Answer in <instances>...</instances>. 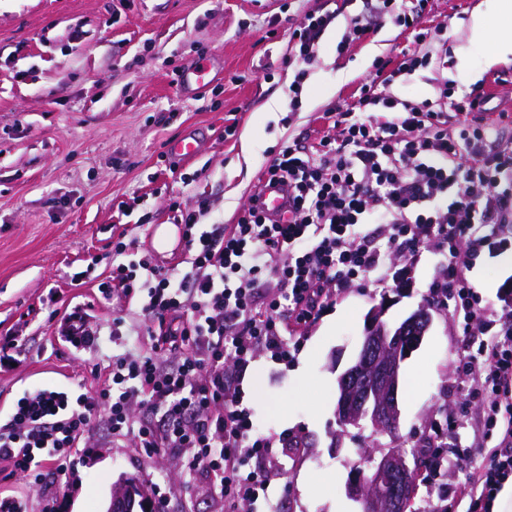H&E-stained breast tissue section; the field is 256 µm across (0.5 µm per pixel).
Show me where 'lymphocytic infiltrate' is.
<instances>
[{"mask_svg":"<svg viewBox=\"0 0 512 512\" xmlns=\"http://www.w3.org/2000/svg\"><path fill=\"white\" fill-rule=\"evenodd\" d=\"M426 3L376 0L354 18L341 47L372 33L391 12L412 29L417 45H426ZM333 18L321 6L300 19L292 33L297 63L310 62ZM425 63L414 55L375 60L357 103L328 111L333 133L308 150L285 146L271 161L267 179L288 187L287 223L268 214L255 195L237 223L197 236L195 211L183 213L188 255L180 271L148 259L135 266L113 261L98 290L106 299H141L150 347L113 356L101 390L26 391L0 423V467L9 477L40 482L49 463L76 489L72 477L93 455L91 430L102 423L145 457L182 455L188 475L204 473L219 487L224 512H242L268 482L267 474L244 466L271 456L274 446L254 435L243 405L254 349L287 358L283 334L313 323L350 281L380 271L389 249L411 252L435 239L448 248V266L444 281L430 289L431 300L452 302L464 322L483 329L480 337L464 338L458 378L468 400L481 403L486 433L499 437L465 493L468 512H493L512 481V323L482 305L467 274L487 245L479 225L512 224V138H504L497 123L472 118L484 103L480 94L452 102L444 92L432 100L383 93L393 76ZM369 222L377 232L364 231ZM267 277L276 279L277 295L260 292ZM57 334L70 349L86 352L97 346L100 331L88 306L77 304ZM172 351L180 357L170 367ZM146 412L159 414V421H143Z\"/></svg>","mask_w":512,"mask_h":512,"instance_id":"obj_1","label":"lymphocytic infiltrate"}]
</instances>
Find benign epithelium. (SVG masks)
I'll use <instances>...</instances> for the list:
<instances>
[{"mask_svg": "<svg viewBox=\"0 0 512 512\" xmlns=\"http://www.w3.org/2000/svg\"><path fill=\"white\" fill-rule=\"evenodd\" d=\"M384 306L367 317L361 350L356 360L338 377L336 417L344 427L371 424L376 435H393L399 428L398 404L402 362L417 349L432 324L425 307L392 327L384 320ZM366 466L352 473L348 496L359 502L362 512H407L414 493L413 470L422 462H409L393 448L380 456L368 452ZM140 486L132 481L118 484L106 512H136Z\"/></svg>", "mask_w": 512, "mask_h": 512, "instance_id": "obj_1", "label": "benign epithelium"}]
</instances>
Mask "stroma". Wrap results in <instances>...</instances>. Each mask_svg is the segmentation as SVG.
<instances>
[{"instance_id": "35a3bbf8", "label": "stroma", "mask_w": 512, "mask_h": 512, "mask_svg": "<svg viewBox=\"0 0 512 512\" xmlns=\"http://www.w3.org/2000/svg\"><path fill=\"white\" fill-rule=\"evenodd\" d=\"M320 0H0V333L22 330L19 365L0 371V410L40 385L96 390L94 367L112 354L147 346L139 304L106 300L98 284L112 272V255L172 268L186 256L183 242L158 249L154 230L180 211L201 208L199 229L236 223L241 209L282 146H310L327 131L323 113L352 103L376 58L416 51L413 37L384 16L377 32L346 52L336 46L365 0H336L337 16L315 47L298 98L288 88L299 69L291 37ZM491 0H428L425 25L448 26L433 40L428 63L395 79L390 95L434 98L448 87L461 98L489 73H512V57L478 66L476 81L454 70L468 47L476 12ZM209 57L219 77L192 95L176 72ZM202 139L198 159L171 158L169 144L186 133ZM448 252L438 241L412 253H390L381 276L355 280L333 297L302 333L294 361H276L256 348L243 382L244 404L256 433L272 437L275 459L266 500L252 512H360L347 494L356 451L412 450L425 438L442 446L440 476L424 475L413 512H466L455 489L488 456L477 405H465L455 365L465 336L452 310L429 305ZM468 279L484 304L512 312V248L482 256ZM90 303L101 328L93 353H74L56 339L68 306ZM386 304V320L402 322L428 305L433 323L400 370L396 435L336 422L338 377L360 351L366 316ZM125 320L122 340L112 320ZM458 422L449 434V422ZM99 447L80 468L81 491L67 512H105L121 478L166 485L165 512H224L205 477L186 480L181 457L146 458L105 427ZM302 448H294V441ZM326 481L328 494L311 486Z\"/></svg>"}]
</instances>
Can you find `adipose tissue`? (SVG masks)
Masks as SVG:
<instances>
[{
  "label": "adipose tissue",
  "mask_w": 512,
  "mask_h": 512,
  "mask_svg": "<svg viewBox=\"0 0 512 512\" xmlns=\"http://www.w3.org/2000/svg\"><path fill=\"white\" fill-rule=\"evenodd\" d=\"M469 42L490 65L512 55V0H492L491 15H474Z\"/></svg>",
  "instance_id": "adipose-tissue-1"
}]
</instances>
